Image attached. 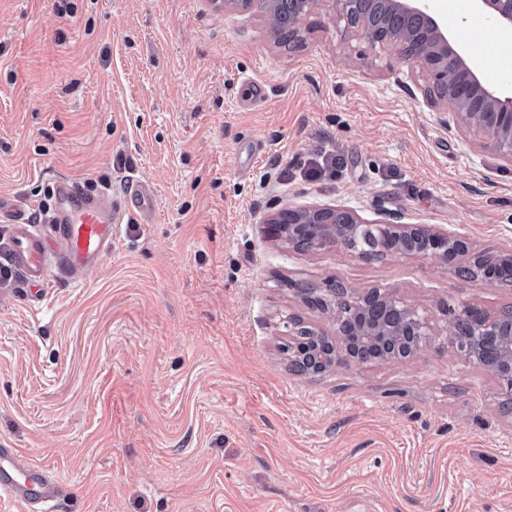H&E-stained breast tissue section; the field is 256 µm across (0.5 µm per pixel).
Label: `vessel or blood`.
I'll return each mask as SVG.
<instances>
[{
	"label": "vessel or blood",
	"instance_id": "obj_1",
	"mask_svg": "<svg viewBox=\"0 0 512 512\" xmlns=\"http://www.w3.org/2000/svg\"><path fill=\"white\" fill-rule=\"evenodd\" d=\"M154 200L141 182L122 194L94 193L68 177L58 178L53 202L42 219L31 217L20 202L0 195V218L9 226V261L27 288L40 287L50 271L75 282L111 250L127 213L151 220ZM57 479L13 448H0V493L20 503L23 512H46L59 497Z\"/></svg>",
	"mask_w": 512,
	"mask_h": 512
}]
</instances>
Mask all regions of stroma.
I'll return each mask as SVG.
<instances>
[{
	"label": "stroma",
	"mask_w": 512,
	"mask_h": 512,
	"mask_svg": "<svg viewBox=\"0 0 512 512\" xmlns=\"http://www.w3.org/2000/svg\"><path fill=\"white\" fill-rule=\"evenodd\" d=\"M301 29L287 46L222 0H0V195L41 214L58 175L154 191L81 283L49 276L37 301L0 283V448L58 479V512H512V402L444 313L512 307L456 274L512 251V162L331 0ZM306 206L470 252L368 261L270 233ZM331 280L391 292L434 336L406 362L295 374L282 344L329 326L298 288Z\"/></svg>",
	"instance_id": "1"
}]
</instances>
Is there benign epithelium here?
Returning <instances> with one entry per match:
<instances>
[{"label": "benign epithelium", "instance_id": "obj_1", "mask_svg": "<svg viewBox=\"0 0 512 512\" xmlns=\"http://www.w3.org/2000/svg\"><path fill=\"white\" fill-rule=\"evenodd\" d=\"M319 0H224V8L264 15L279 41L300 38L303 18ZM336 22L348 36L367 40L419 70L431 100L451 109L456 120L485 146L512 162V94H505L454 47L448 16L437 0H331ZM472 13L491 28L512 33V0H471ZM273 235L292 247L336 246L362 259L413 254L444 264L469 252L467 239L411 224H363L342 207L285 208L270 221ZM307 302L330 320L323 331L300 329L288 343L289 361L300 375L314 362L328 371L369 361H407L433 335L428 319L379 289L355 292L331 281L320 295L298 287ZM446 335L473 363L492 371L512 395V309L490 318L460 304L446 309Z\"/></svg>", "mask_w": 512, "mask_h": 512}]
</instances>
